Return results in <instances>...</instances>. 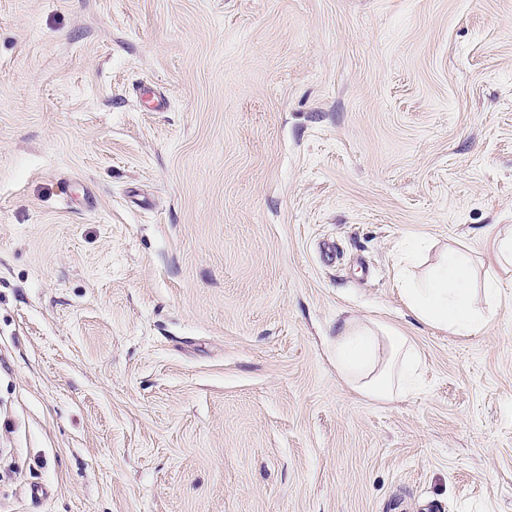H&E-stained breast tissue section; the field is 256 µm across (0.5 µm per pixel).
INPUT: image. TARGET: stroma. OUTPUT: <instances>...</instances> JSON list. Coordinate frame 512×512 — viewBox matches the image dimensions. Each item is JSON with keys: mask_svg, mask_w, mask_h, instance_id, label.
Here are the masks:
<instances>
[{"mask_svg": "<svg viewBox=\"0 0 512 512\" xmlns=\"http://www.w3.org/2000/svg\"><path fill=\"white\" fill-rule=\"evenodd\" d=\"M509 226L512 0H0V512H512ZM417 239L498 272L479 335ZM408 262L407 254L399 256L398 265L404 271L401 291L419 320L461 336H473L488 323V317L475 303L474 289L465 274V255L446 250L440 263L421 281L406 276ZM332 353L340 377L367 399L391 403L416 385L421 363L417 350L406 336L379 323L344 321Z\"/></svg>", "mask_w": 512, "mask_h": 512, "instance_id": "obj_1", "label": "stroma"}]
</instances>
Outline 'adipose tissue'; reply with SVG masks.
<instances>
[{
	"mask_svg": "<svg viewBox=\"0 0 512 512\" xmlns=\"http://www.w3.org/2000/svg\"><path fill=\"white\" fill-rule=\"evenodd\" d=\"M466 257L447 251L421 281H402V296L426 324L461 336L477 334L488 322L475 303L465 274ZM340 377L361 396L390 403L405 398L415 387L420 357L406 336L376 323L344 321L332 345Z\"/></svg>",
	"mask_w": 512,
	"mask_h": 512,
	"instance_id": "obj_1",
	"label": "adipose tissue"
}]
</instances>
